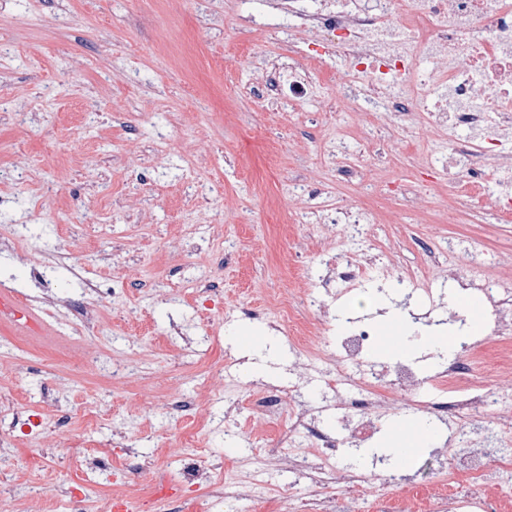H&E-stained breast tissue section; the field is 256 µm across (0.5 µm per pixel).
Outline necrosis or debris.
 <instances>
[{
	"label": "necrosis or debris",
	"mask_w": 512,
	"mask_h": 512,
	"mask_svg": "<svg viewBox=\"0 0 512 512\" xmlns=\"http://www.w3.org/2000/svg\"><path fill=\"white\" fill-rule=\"evenodd\" d=\"M279 20L277 30L290 37L304 33V43L319 47L321 54L344 50L350 66L336 79L332 106L345 111L364 100L376 114L378 130H390L397 118L422 113L433 135L446 137L449 127L472 131L471 141L448 142L450 155L468 159L477 155L503 156L505 134L512 130V0H268ZM434 58L437 73L428 79L415 75L414 56ZM289 100H297L318 81L309 55L285 62H271ZM320 188L293 189L295 220L301 224L344 225V245L351 260L337 262L331 274L320 277L324 289L343 284L359 286L364 274L391 268V252L370 254L357 232L358 225L372 221L363 208L332 211L319 207ZM325 393L347 424L344 440L325 434L314 420L297 424L319 441L318 456L335 458L339 444L357 445L374 434L388 404L378 397L377 387H392L402 393L417 392L421 381L405 363L383 366L360 379L361 393L345 397L342 373L323 374ZM449 395L429 404L431 413L467 419L492 418L484 441L466 440L457 458L460 470L484 483L512 474L511 455H493L502 443V433L512 427L494 412V399L486 395L470 370L455 364L448 369Z\"/></svg>",
	"instance_id": "1"
}]
</instances>
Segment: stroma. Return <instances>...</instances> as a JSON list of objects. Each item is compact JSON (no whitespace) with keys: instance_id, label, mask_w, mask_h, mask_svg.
Here are the masks:
<instances>
[{"instance_id":"1","label":"stroma","mask_w":512,"mask_h":512,"mask_svg":"<svg viewBox=\"0 0 512 512\" xmlns=\"http://www.w3.org/2000/svg\"><path fill=\"white\" fill-rule=\"evenodd\" d=\"M266 0H0V293L43 326L23 338L0 318V512H79L68 494L89 475L95 512L112 498L139 512H300L321 498V475L300 476L296 461L315 439L294 429L299 408L336 430L322 383L299 366L301 347L335 366V333L289 336L274 329L283 311L311 294L339 253L338 229L296 224L291 190L326 185L330 207L370 208L363 236L392 248L404 288L367 280L325 297L329 319H376L381 303L426 324L446 319L451 301L430 304L417 279L435 271L422 243L475 238L488 283L512 279V215L485 198L495 184L450 166L440 192L419 168L428 149L419 117L398 121L403 152L369 169L383 146L367 112H332L345 59L319 63L318 97L266 112L253 93L268 60L297 46L271 33ZM29 113L26 124L11 112ZM341 151L328 147L338 134ZM368 169L377 187L340 182V167ZM422 191L410 213L392 181ZM54 271L51 287L34 266ZM217 293H203L204 281ZM116 287L111 301L96 288ZM256 335L249 349L244 332ZM470 364L489 392L512 384V369L489 371L504 349L474 338ZM425 350L411 357L429 400L446 392L437 376L462 361ZM293 387L300 407L274 419L254 406ZM396 420L433 427L411 465L389 477L362 449L337 455L336 500L357 512H512L493 484L458 471L447 430L434 415L393 395ZM99 444L109 466L84 472V448L54 455L60 442ZM175 498L156 501L159 484Z\"/></svg>"}]
</instances>
